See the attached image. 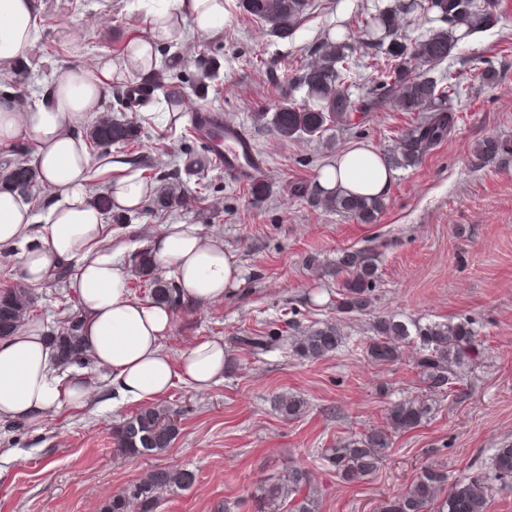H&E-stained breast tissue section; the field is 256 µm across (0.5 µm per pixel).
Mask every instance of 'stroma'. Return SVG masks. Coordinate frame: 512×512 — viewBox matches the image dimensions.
<instances>
[{
    "instance_id": "35a3bbf8",
    "label": "stroma",
    "mask_w": 512,
    "mask_h": 512,
    "mask_svg": "<svg viewBox=\"0 0 512 512\" xmlns=\"http://www.w3.org/2000/svg\"><path fill=\"white\" fill-rule=\"evenodd\" d=\"M41 0L39 40L24 69L0 85V98L23 110L38 105L54 72L106 57L121 61L127 38L140 34L150 0ZM389 0H311L293 33H270L244 10L224 0V27L208 39L185 31L175 46H162L161 64L175 63L186 79L178 104L156 95L139 142L113 145L90 160L94 192L133 168L152 177L154 195L183 186V206L145 202L112 219L114 243L133 252L149 248L168 224H196L234 253L242 269L237 287L222 302L180 300L173 307L164 346L179 358L197 340L224 342V379L199 391L178 383L156 403L178 410V433L162 453L128 456L112 433L139 403L113 402L105 373L93 375L99 401L85 409L62 406L37 422L0 420V512H100L112 495L146 471L177 467L193 472L186 487L161 493L156 512H254L252 496L289 464L309 468L320 512H377L381 501L404 491L427 464L449 477L488 473L498 448L512 445V154L485 160L477 143L487 137L512 142V0H498L500 20L465 35L446 64L469 94L455 103L457 123L448 139L417 165L395 171L384 208L370 224L310 207L292 185L318 182L321 171L347 147L364 144L389 154L414 113L385 105L354 113L350 123L322 136L278 139L257 121L260 112L303 104L306 93L289 75L311 60L336 23ZM489 60L497 80L484 85L479 60ZM222 113L241 125L265 162L255 197L247 182L225 178L192 132L193 111ZM205 191L204 202L195 199ZM371 250L379 280L370 312L341 321L345 341L318 361L287 346L252 353L241 336L293 334L336 318V262L346 251ZM28 287L33 319L49 331L63 328L80 303L51 280L28 286L16 250L0 249V288ZM395 315L426 325L471 322L484 340L483 365L463 377L455 393L433 397L434 411L421 426L393 435L388 457L364 480L343 481L322 456L342 440L385 423L391 403L424 396L415 346L396 363L372 361L363 350L374 317ZM302 397L307 407L294 420L277 412L281 394Z\"/></svg>"
}]
</instances>
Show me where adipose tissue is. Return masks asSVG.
Returning <instances> with one entry per match:
<instances>
[{
  "label": "adipose tissue",
  "instance_id": "adipose-tissue-1",
  "mask_svg": "<svg viewBox=\"0 0 512 512\" xmlns=\"http://www.w3.org/2000/svg\"><path fill=\"white\" fill-rule=\"evenodd\" d=\"M39 0H0V75L11 74L28 59L39 31ZM192 24L208 34L224 23V0H162L149 12L143 35L127 42L122 64L98 60L60 68L45 101L29 112L0 102V145L19 136L37 147L38 180L55 197L41 220L16 193L0 191V245L22 247V268L29 283L49 282L53 270L68 272V285L82 311V342L90 368L62 369L47 330L34 324L0 340V419L39 421L53 416L61 404L77 409L96 400L91 370L112 377L120 400L148 402L175 383L205 390L222 381L227 364L218 339L192 343L172 360L163 340L173 324L164 305L132 298L127 275L112 247V231L95 202L89 183L85 142L72 130L92 112L112 80L147 73L157 50L173 39L175 24ZM394 171L376 150L356 145L338 154L323 169L319 184L354 195L385 196ZM148 190L141 173L115 180L107 189L113 210L141 208ZM40 222L37 242H30L33 222ZM158 264L172 271L183 299L199 304L223 300L239 282L235 254L204 234L195 224H170L152 243Z\"/></svg>",
  "mask_w": 512,
  "mask_h": 512
}]
</instances>
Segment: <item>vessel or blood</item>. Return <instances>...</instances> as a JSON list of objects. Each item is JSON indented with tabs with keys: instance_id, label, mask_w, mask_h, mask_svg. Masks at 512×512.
Here are the masks:
<instances>
[{
	"instance_id": "obj_1",
	"label": "vessel or blood",
	"mask_w": 512,
	"mask_h": 512,
	"mask_svg": "<svg viewBox=\"0 0 512 512\" xmlns=\"http://www.w3.org/2000/svg\"><path fill=\"white\" fill-rule=\"evenodd\" d=\"M216 120V115L204 114L193 126L195 136L207 142L213 161L230 176L239 174L245 167L253 173L260 170L263 159L256 153L251 137L240 126H225L223 140H211L209 131Z\"/></svg>"
}]
</instances>
